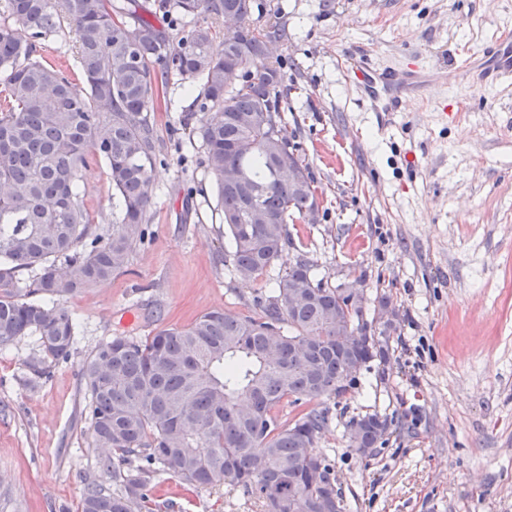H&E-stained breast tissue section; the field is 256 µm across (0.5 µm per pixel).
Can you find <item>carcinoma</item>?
Returning a JSON list of instances; mask_svg holds the SVG:
<instances>
[{"label": "carcinoma", "mask_w": 512, "mask_h": 512, "mask_svg": "<svg viewBox=\"0 0 512 512\" xmlns=\"http://www.w3.org/2000/svg\"><path fill=\"white\" fill-rule=\"evenodd\" d=\"M135 4L0 3V350L38 337L39 352L25 362L35 375L48 373V360L69 358L79 322L64 300L111 280L144 243L159 152L154 112L171 79L199 82L198 134L230 240L224 267L274 288L252 316L213 310L187 327L97 345L82 366L84 412L90 446L108 451L100 467L116 488L85 478L81 512H162L167 505L150 496L161 474L197 489L229 480L263 512H347L333 460L311 451L330 420L322 401L345 394L373 361H387L390 330L349 358L348 337L369 327L364 305H348L304 253L284 273L273 269L292 245L288 224L318 208L310 188L272 175L292 138L278 118L280 67L249 71L286 32L276 21L257 26L260 0H158L168 28ZM227 13L241 23L234 34L223 27ZM200 14L213 24L192 22ZM66 29L78 79L40 54ZM92 156L105 160L112 184L115 216L104 234L80 200L79 174ZM227 166L244 172V185L224 183ZM253 208L272 223L251 220ZM299 293L310 297L294 307ZM285 401L293 413L286 420ZM390 426L377 413L351 418V450L374 456Z\"/></svg>", "instance_id": "cac0c4a2"}]
</instances>
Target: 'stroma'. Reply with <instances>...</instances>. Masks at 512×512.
<instances>
[{
	"label": "stroma",
	"instance_id": "stroma-1",
	"mask_svg": "<svg viewBox=\"0 0 512 512\" xmlns=\"http://www.w3.org/2000/svg\"><path fill=\"white\" fill-rule=\"evenodd\" d=\"M288 39L275 55L288 90L281 118L318 188L320 221L292 224L293 245L331 282L360 279L366 312L396 311L386 363L357 374L332 406L314 451L335 460L348 512H512V83L468 78L459 63L512 33V0H269ZM361 52L380 68L416 61L438 81L392 124L368 111L341 67ZM199 86L171 81L157 113L161 164L155 219L128 272L66 305L81 322L67 360L36 377L38 348L20 337L0 353V512H80L83 479L104 483L81 410V366L113 336H146L221 309L252 314L267 279L224 266V226L202 150ZM96 225L112 222L104 160L80 178ZM393 417L380 452L349 448L346 424ZM169 512H262L233 483L202 491L163 474Z\"/></svg>",
	"mask_w": 512,
	"mask_h": 512
}]
</instances>
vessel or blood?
Here are the masks:
<instances>
[{
    "mask_svg": "<svg viewBox=\"0 0 512 512\" xmlns=\"http://www.w3.org/2000/svg\"><path fill=\"white\" fill-rule=\"evenodd\" d=\"M464 68L482 81L512 78V39H496L488 53H476L467 58ZM346 70L353 74L355 85L371 111L381 113L399 111L405 94L418 91L435 77L434 72L420 69L380 70L354 57L347 58Z\"/></svg>",
    "mask_w": 512,
    "mask_h": 512,
    "instance_id": "obj_1",
    "label": "vessel or blood"
}]
</instances>
